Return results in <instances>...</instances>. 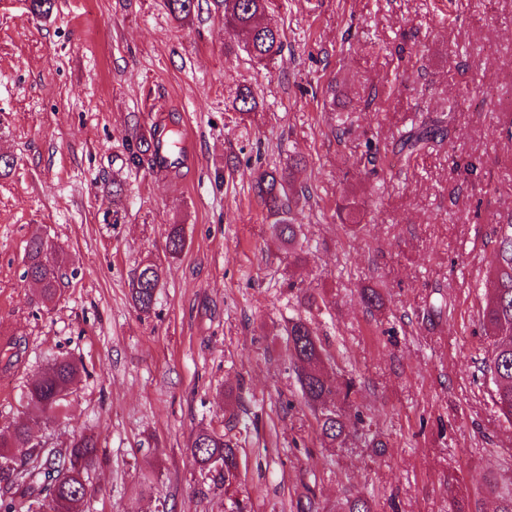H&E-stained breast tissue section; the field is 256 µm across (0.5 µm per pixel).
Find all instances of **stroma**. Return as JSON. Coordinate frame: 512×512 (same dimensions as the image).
Returning <instances> with one entry per match:
<instances>
[{"label": "stroma", "mask_w": 512, "mask_h": 512, "mask_svg": "<svg viewBox=\"0 0 512 512\" xmlns=\"http://www.w3.org/2000/svg\"><path fill=\"white\" fill-rule=\"evenodd\" d=\"M176 22L164 0H55L50 17L0 0V428L54 356L84 370L41 439L95 435L93 512H323L356 495L374 512H496L486 479L512 477V423L479 371L485 264L512 221V0H278L274 67L224 54L211 0ZM251 87L246 121L229 106ZM444 138L410 161L395 144L423 119ZM178 126L190 162L133 166L132 130ZM302 157L294 263L251 190L258 170ZM124 192L113 199L111 185ZM354 201L361 227L336 206ZM185 248L169 258L171 225ZM63 249L58 299L42 306L25 248ZM160 268L147 313L136 269ZM364 288L380 309L360 301ZM311 320L363 422L322 447L288 360V318ZM230 428V491L187 447ZM154 474L157 496L143 493Z\"/></svg>", "instance_id": "35a3bbf8"}]
</instances>
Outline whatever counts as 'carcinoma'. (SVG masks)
<instances>
[{
    "label": "carcinoma",
    "instance_id": "carcinoma-1",
    "mask_svg": "<svg viewBox=\"0 0 512 512\" xmlns=\"http://www.w3.org/2000/svg\"><path fill=\"white\" fill-rule=\"evenodd\" d=\"M214 11L224 18V30L234 39L225 44L226 54L245 53L258 64L269 65L280 55L283 31L269 19L271 0H212ZM168 14L177 22L195 10V0H164ZM258 108L249 87L238 89L232 109L245 120ZM442 130L441 122H421L400 139L399 152L411 157L426 149ZM166 142L173 149L170 161L159 169L180 167L179 133L166 132ZM159 143L154 137L137 131L128 140L129 161L135 166L153 164ZM303 160L290 158L285 167L264 170L252 182V190L273 219L274 235L292 250L294 262L301 261L296 251L297 229L292 224L293 207L304 197L294 181V172ZM498 246L489 261L486 277L490 294L482 309V325L489 343L481 359L480 371L491 380V397L499 413L512 423V223L499 224ZM167 251L173 258L185 246L183 228L172 226L167 236ZM58 249L40 233L27 243L24 276L37 286L44 303L59 295ZM159 286V271L154 264L142 266L130 288L131 300L140 312L154 306ZM288 355L297 371V380L306 403L317 412L321 443L328 447L342 445L363 423L360 413H346L351 385L333 384L324 370L323 347L311 323L292 318L285 326ZM80 373L79 364L68 357L55 358L27 387L25 399L36 419L50 424L68 404L69 390ZM96 440L79 435L65 447L50 446L34 438L30 423L19 422L0 429V489L10 495L0 498V512H90L92 498L91 470L96 458ZM190 452L200 473L211 476L214 485L230 486L238 470L239 448L236 442L215 430H201L191 440ZM224 461V472L212 473V461ZM500 500L499 512H512V480L487 481Z\"/></svg>",
    "mask_w": 512,
    "mask_h": 512
}]
</instances>
